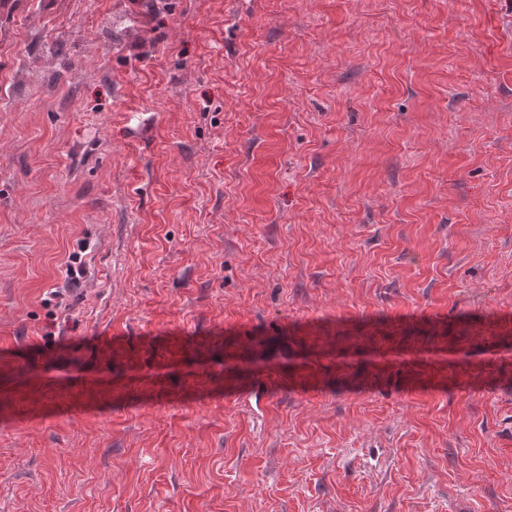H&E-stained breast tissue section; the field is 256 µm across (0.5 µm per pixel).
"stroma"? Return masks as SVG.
<instances>
[{
  "label": "stroma",
  "instance_id": "obj_1",
  "mask_svg": "<svg viewBox=\"0 0 512 512\" xmlns=\"http://www.w3.org/2000/svg\"><path fill=\"white\" fill-rule=\"evenodd\" d=\"M0 512H512V0H0Z\"/></svg>",
  "mask_w": 512,
  "mask_h": 512
}]
</instances>
